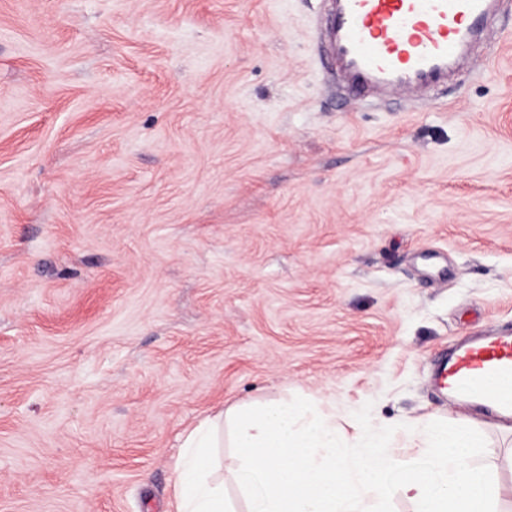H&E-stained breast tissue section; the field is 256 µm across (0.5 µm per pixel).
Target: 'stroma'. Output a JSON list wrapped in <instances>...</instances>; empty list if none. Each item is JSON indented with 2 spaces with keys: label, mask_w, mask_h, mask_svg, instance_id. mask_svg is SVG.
Wrapping results in <instances>:
<instances>
[{
  "label": "stroma",
  "mask_w": 512,
  "mask_h": 512,
  "mask_svg": "<svg viewBox=\"0 0 512 512\" xmlns=\"http://www.w3.org/2000/svg\"><path fill=\"white\" fill-rule=\"evenodd\" d=\"M320 0H0V512H174L198 420L512 435L435 358L512 322V7L422 103L345 99ZM447 255L448 278L418 255Z\"/></svg>",
  "instance_id": "1"
}]
</instances>
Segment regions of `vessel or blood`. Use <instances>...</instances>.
<instances>
[{
  "label": "vessel or blood",
  "mask_w": 512,
  "mask_h": 512,
  "mask_svg": "<svg viewBox=\"0 0 512 512\" xmlns=\"http://www.w3.org/2000/svg\"><path fill=\"white\" fill-rule=\"evenodd\" d=\"M498 0H332L320 59L337 71L347 97L443 89L485 30ZM512 376V327L455 342L441 360L442 387L496 404L489 380Z\"/></svg>",
  "instance_id": "b4317fda"
}]
</instances>
